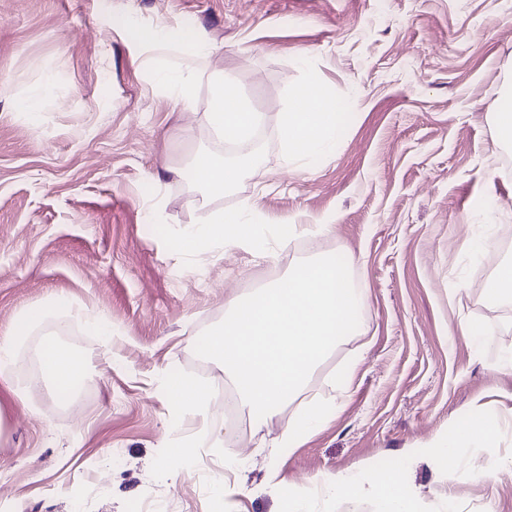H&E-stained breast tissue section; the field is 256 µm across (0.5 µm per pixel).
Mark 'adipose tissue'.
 <instances>
[{
    "instance_id": "ef3b65f1",
    "label": "adipose tissue",
    "mask_w": 512,
    "mask_h": 512,
    "mask_svg": "<svg viewBox=\"0 0 512 512\" xmlns=\"http://www.w3.org/2000/svg\"><path fill=\"white\" fill-rule=\"evenodd\" d=\"M134 39L153 44L164 55L189 53L206 57L210 46L191 30L158 32L152 29H135ZM212 104L207 114L212 131L226 140L247 142L260 123L261 113L253 111L242 101L234 84L225 82L223 73L212 75ZM340 130V114L326 94L308 92L294 97L289 112L280 123V137L288 163L297 164L332 149ZM194 183L210 195H223L243 177V169L227 164L207 153H196L190 163ZM254 205L245 203L238 210L214 218L208 225L186 233L185 239L201 248L221 247L234 242L250 249L260 258L273 257L263 238L260 225L254 222ZM88 363L64 343L50 345L42 355V374L51 385L55 396H63L66 389L87 379ZM160 389L173 404L175 416L199 415L205 412L212 396L208 384L194 383L184 378L166 375ZM373 492L377 498V512H417L416 496L394 476L378 477Z\"/></svg>"
}]
</instances>
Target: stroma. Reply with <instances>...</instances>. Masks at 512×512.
Here are the masks:
<instances>
[{"label": "stroma", "instance_id": "1", "mask_svg": "<svg viewBox=\"0 0 512 512\" xmlns=\"http://www.w3.org/2000/svg\"><path fill=\"white\" fill-rule=\"evenodd\" d=\"M0 0V337L17 313L51 297L48 315L13 348V383L58 325L79 333L74 309L109 320V350L92 355L90 399L51 413L47 390L18 401L0 383V512H283L288 494L310 512H376L371 485L396 471L419 512H512V302L489 300L497 263L512 261V143L490 108L512 84V0ZM190 28L212 46L211 66L237 78L263 114L247 149L208 126L207 77L186 98L157 78L154 49L129 34ZM51 89L38 121L15 108ZM317 88L344 112L334 151L286 167L279 118L293 92ZM205 150L251 155L238 186L204 197L172 174ZM255 199L268 240L288 224H326L292 239L277 259L234 246L195 249L186 231ZM495 224L484 225L489 205ZM488 250L472 253L474 234ZM353 253L366 296L361 325L316 370L299 401L272 423L240 412L224 465L209 427L224 413L171 426L163 374L228 384L192 338L219 323L230 299L319 253ZM481 327L471 339L459 322ZM352 371L344 395L332 379ZM332 400V417L296 448L273 441L305 402ZM492 422L490 447L457 438L468 420ZM195 445L171 472L164 445ZM457 439L452 464L420 449ZM123 462L93 490L110 449ZM277 466L281 484L265 481ZM356 475L362 490L312 497L314 480Z\"/></svg>", "mask_w": 512, "mask_h": 512}]
</instances>
